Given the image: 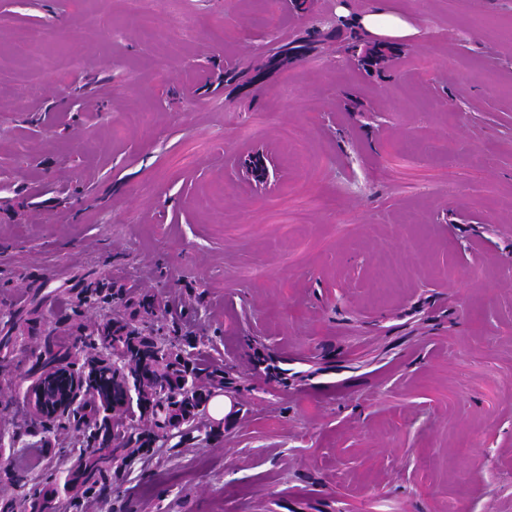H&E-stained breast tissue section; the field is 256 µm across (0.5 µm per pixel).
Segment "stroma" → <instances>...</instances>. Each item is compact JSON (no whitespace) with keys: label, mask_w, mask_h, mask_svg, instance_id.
<instances>
[{"label":"stroma","mask_w":512,"mask_h":512,"mask_svg":"<svg viewBox=\"0 0 512 512\" xmlns=\"http://www.w3.org/2000/svg\"><path fill=\"white\" fill-rule=\"evenodd\" d=\"M378 2L0 0V512H512V0H389L415 35L347 51ZM132 300L233 410L73 500L27 377Z\"/></svg>","instance_id":"35a3bbf8"}]
</instances>
